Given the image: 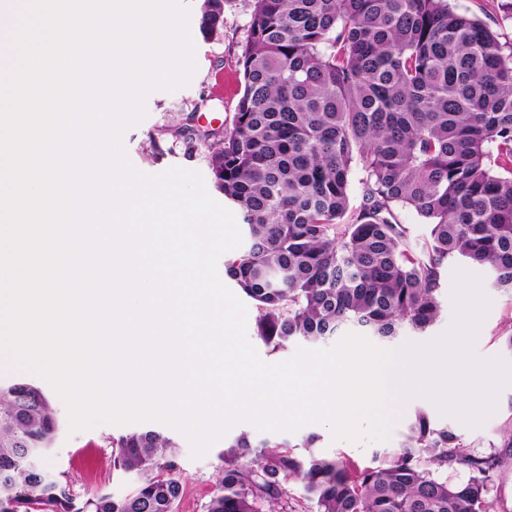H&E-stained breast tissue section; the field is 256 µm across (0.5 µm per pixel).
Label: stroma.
<instances>
[{
	"mask_svg": "<svg viewBox=\"0 0 512 512\" xmlns=\"http://www.w3.org/2000/svg\"><path fill=\"white\" fill-rule=\"evenodd\" d=\"M190 10V30L195 44L196 71L190 83L173 92L155 91L146 100L147 115L137 126L126 131L123 143L130 162L146 174H160L173 167L194 170L204 178L209 195L223 201L224 195L214 183L204 133L231 126L236 105L242 91V71L239 66L242 47L249 34L253 0H225L224 27L219 36L204 39L199 30L201 0H185ZM459 11L486 22L502 43L512 42V13L502 7V0H453ZM190 128L194 149H187L183 141L173 138L172 128ZM473 272L470 264H449L444 273L445 286L441 294V314L426 332L403 329L390 343L391 348L405 345L419 346L442 336L451 326L454 316L451 284L456 269ZM483 295L489 300V311L474 341V353L483 360L512 362V351L502 343L504 324H512V297L486 287ZM425 411L431 421L448 425L463 435L472 452H488L499 444L504 429L512 426V384L503 386L498 394L495 411L477 427L442 414L428 400L409 401L393 429L389 440L383 442L333 440L329 429L320 424H307L296 431L283 433L290 444L315 436L318 453L341 457L354 463L369 465L376 453L397 447L404 439L410 419L417 411ZM128 425L99 424L76 433L62 430L47 467L54 474L64 476L74 491L82 496L101 491L120 497L133 486L131 479L113 467L112 438L123 435ZM164 434L178 444L175 458L183 485L178 512H204L210 492L221 465L220 455L230 439L248 434L253 441L263 440L264 432L252 424L240 423L231 428L226 438L220 439L199 459L191 458L187 439L171 427Z\"/></svg>",
	"mask_w": 512,
	"mask_h": 512,
	"instance_id": "obj_1",
	"label": "stroma"
}]
</instances>
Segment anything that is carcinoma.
I'll list each match as a JSON object with an SVG mask.
<instances>
[{
	"label": "carcinoma",
	"instance_id": "cac0c4a2",
	"mask_svg": "<svg viewBox=\"0 0 512 512\" xmlns=\"http://www.w3.org/2000/svg\"><path fill=\"white\" fill-rule=\"evenodd\" d=\"M224 0H204L199 29L216 37ZM232 126L206 134L215 183L242 211L247 245L226 275L256 302L257 338L277 349L318 343L352 325L382 338L423 332L441 312L450 261L486 269L512 294V44L448 0H254ZM363 172L350 201L354 166ZM424 219L412 246L396 210ZM60 430L26 381L0 385V512H177L176 442L155 430L112 439L128 494L77 495L29 457ZM419 413L405 441L361 467L242 434L220 455L205 512H492L512 470V426L497 449ZM464 466L468 476L448 471Z\"/></svg>",
	"mask_w": 512,
	"mask_h": 512
}]
</instances>
